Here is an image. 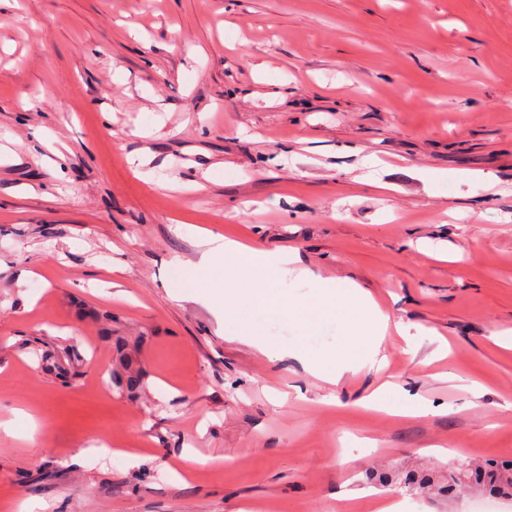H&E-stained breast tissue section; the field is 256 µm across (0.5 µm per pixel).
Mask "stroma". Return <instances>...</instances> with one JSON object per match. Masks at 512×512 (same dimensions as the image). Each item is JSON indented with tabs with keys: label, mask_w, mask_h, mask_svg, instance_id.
I'll return each mask as SVG.
<instances>
[{
	"label": "stroma",
	"mask_w": 512,
	"mask_h": 512,
	"mask_svg": "<svg viewBox=\"0 0 512 512\" xmlns=\"http://www.w3.org/2000/svg\"><path fill=\"white\" fill-rule=\"evenodd\" d=\"M208 230L409 338L331 385L225 335L300 339L173 298ZM507 328L512 0H0V512H470L449 467L512 461ZM386 381L437 413L364 407Z\"/></svg>",
	"instance_id": "1"
}]
</instances>
